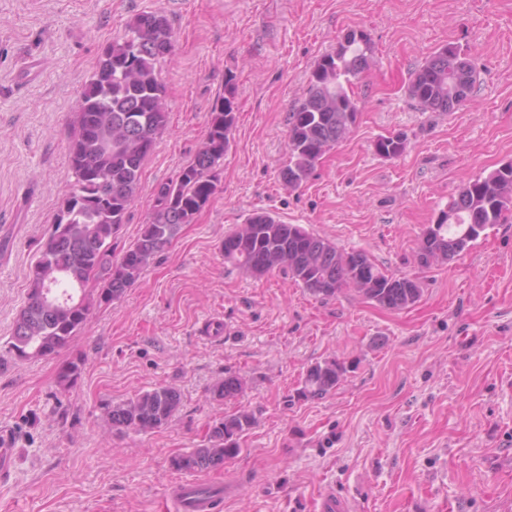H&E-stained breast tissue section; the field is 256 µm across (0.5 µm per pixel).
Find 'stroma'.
Listing matches in <instances>:
<instances>
[{
  "instance_id": "stroma-1",
  "label": "stroma",
  "mask_w": 512,
  "mask_h": 512,
  "mask_svg": "<svg viewBox=\"0 0 512 512\" xmlns=\"http://www.w3.org/2000/svg\"><path fill=\"white\" fill-rule=\"evenodd\" d=\"M163 14L158 67L168 122L145 158L120 258L158 187L193 161L236 77V123L213 195L192 223L58 354L0 361V428L14 440L0 512H164L172 457L245 409L241 453L197 481L224 485L216 512H314L324 490L355 512H512V223L424 268L420 237L458 188L512 162V0H0V347L27 301L29 273L70 174L75 106L101 56L142 13ZM356 30L372 44L355 80L358 118L300 187L284 185L288 117L316 61ZM468 51L473 102L425 112L407 93L432 52ZM402 133L405 152L375 142ZM299 224L422 296L392 311L354 288L313 296L287 274L225 264L222 244L256 212ZM221 315L224 333L201 328ZM344 361L322 398L299 399L307 367ZM82 363L63 390L57 375ZM244 390L213 398L226 371ZM157 386L181 405L153 432L102 418ZM403 136V140H401ZM376 152L385 158H398L406 149V137L403 134L381 136L375 142Z\"/></svg>"
}]
</instances>
